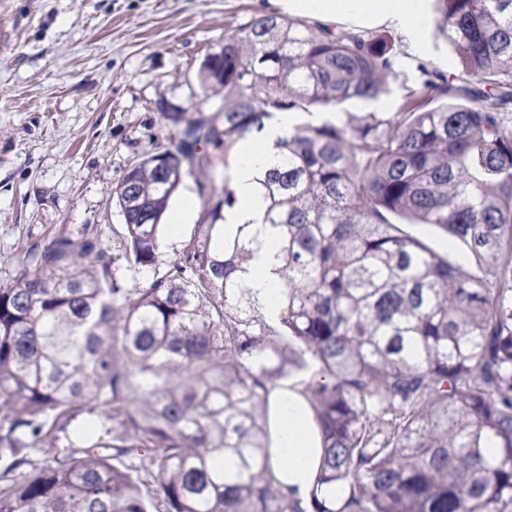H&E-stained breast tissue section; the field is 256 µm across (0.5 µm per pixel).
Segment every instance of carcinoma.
<instances>
[{"label": "carcinoma", "mask_w": 512, "mask_h": 512, "mask_svg": "<svg viewBox=\"0 0 512 512\" xmlns=\"http://www.w3.org/2000/svg\"><path fill=\"white\" fill-rule=\"evenodd\" d=\"M445 73L369 29L252 14L199 70L224 92L113 190L121 255L65 231L0 286V512H512V0H436ZM397 84L391 112L345 121ZM293 123L259 184L283 310L247 287L256 236L227 231L238 145ZM224 162L176 258L161 218L183 164ZM430 225L460 259L407 230ZM147 272L124 288L115 264ZM322 441L314 485L268 463L282 381ZM324 485L342 491L321 495Z\"/></svg>", "instance_id": "carcinoma-1"}]
</instances>
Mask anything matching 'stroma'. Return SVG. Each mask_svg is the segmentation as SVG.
I'll use <instances>...</instances> for the list:
<instances>
[{
	"label": "stroma",
	"mask_w": 512,
	"mask_h": 512,
	"mask_svg": "<svg viewBox=\"0 0 512 512\" xmlns=\"http://www.w3.org/2000/svg\"><path fill=\"white\" fill-rule=\"evenodd\" d=\"M279 0H0V286L61 227L113 250L125 221L112 191L138 157L172 147L168 112L207 118L223 94L199 68L230 23ZM440 70L433 22L379 24Z\"/></svg>",
	"instance_id": "1"
}]
</instances>
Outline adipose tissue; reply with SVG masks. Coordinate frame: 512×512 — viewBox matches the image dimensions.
<instances>
[{"instance_id":"ef3b65f1","label":"adipose tissue","mask_w":512,"mask_h":512,"mask_svg":"<svg viewBox=\"0 0 512 512\" xmlns=\"http://www.w3.org/2000/svg\"><path fill=\"white\" fill-rule=\"evenodd\" d=\"M285 14L315 22H391L417 29L426 0H282ZM288 130V117L279 113L265 123L260 136L249 137L237 153L230 171V185L239 200L227 214L229 227L259 225L266 204L256 189V179L270 167L278 152L276 142ZM279 263L270 247L255 253L248 286L270 313H277V291L282 286ZM269 460L285 490L307 493L318 467L321 445L318 431L305 403L283 387L269 396Z\"/></svg>"}]
</instances>
